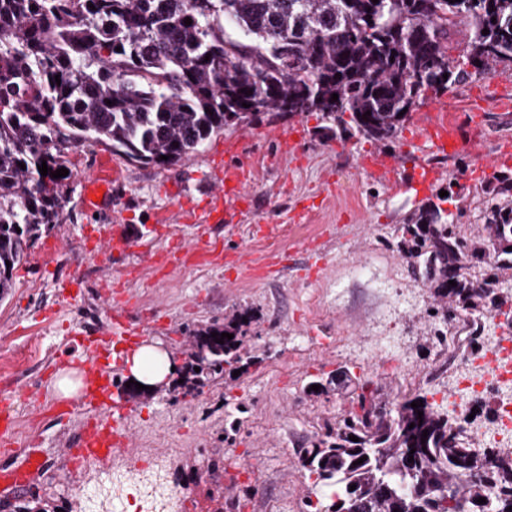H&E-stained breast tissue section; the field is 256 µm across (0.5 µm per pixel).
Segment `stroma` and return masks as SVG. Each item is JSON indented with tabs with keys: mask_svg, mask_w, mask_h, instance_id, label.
Here are the masks:
<instances>
[{
	"mask_svg": "<svg viewBox=\"0 0 512 512\" xmlns=\"http://www.w3.org/2000/svg\"><path fill=\"white\" fill-rule=\"evenodd\" d=\"M504 79L488 73L444 94L427 95L415 107L398 140L373 144L353 137H322L317 113L266 115L248 127L213 135L189 159L169 167L132 162L110 145L87 142L64 154L72 173L61 188L60 223L37 239L14 273L15 286L0 301V402L14 415L18 437L33 441L47 464L27 489L46 512H89L63 455L86 418L79 410L64 421L38 414V402L54 401L52 364L77 365L83 353L75 325L104 326L101 285L112 282L128 297L130 319L186 363L193 336L236 312L249 313L244 341L247 363L239 375L224 371L200 392L185 393L171 381L155 393L132 394L123 369L112 373L111 400L130 406L133 452L124 466L137 469L143 449L165 457L174 478L193 490V512H315L329 503L328 488L314 484L302 467L303 448L351 410L355 382L379 390L425 395L441 403L454 387L445 337L447 325L429 290L418 284L399 245L407 217L427 197L450 190L449 212L466 231L485 222V179L475 176L479 154L512 141V123L500 119L492 90ZM484 98L487 130L479 152L443 159L430 153L419 129L426 114L470 119L473 94ZM301 132L295 151L281 137ZM242 142L249 167L250 204L242 219L199 237L183 220L181 201L202 202L217 189L215 169L225 161L227 140ZM406 152L434 169L425 189L401 176L398 186L360 166L371 154ZM112 177V203L91 213L84 180ZM114 224L133 244L130 252L92 251L94 226ZM178 245L185 262L158 265L152 253ZM199 263L187 272L186 262ZM278 262V273L260 276ZM74 278L79 293L63 300L61 280ZM322 382L319 394L308 391ZM245 468V475L215 484L204 473Z\"/></svg>",
	"mask_w": 512,
	"mask_h": 512,
	"instance_id": "1",
	"label": "stroma"
}]
</instances>
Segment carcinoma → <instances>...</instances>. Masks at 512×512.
<instances>
[{"mask_svg":"<svg viewBox=\"0 0 512 512\" xmlns=\"http://www.w3.org/2000/svg\"><path fill=\"white\" fill-rule=\"evenodd\" d=\"M491 70L512 75V0H0V301L30 244L59 222L67 177L52 173L72 145L171 166L269 112H319L339 137L393 142L427 92ZM446 201L409 216L404 256L425 262L446 319L512 304L489 287L512 272V207L492 205L469 236ZM242 324L235 314L197 331L187 389L242 360ZM357 398L300 455L316 483L336 487L323 512H512L511 450L464 444L459 419L424 395L389 402L364 384Z\"/></svg>","mask_w":512,"mask_h":512,"instance_id":"carcinoma-1","label":"carcinoma"}]
</instances>
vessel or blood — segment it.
Listing matches in <instances>:
<instances>
[{
    "label": "vessel or blood",
    "mask_w": 512,
    "mask_h": 512,
    "mask_svg": "<svg viewBox=\"0 0 512 512\" xmlns=\"http://www.w3.org/2000/svg\"><path fill=\"white\" fill-rule=\"evenodd\" d=\"M423 137L442 156L454 155L465 148L456 125L436 113L428 117ZM402 163L399 154H381L366 164L365 169L374 177L389 181L400 173ZM85 197L88 208L99 209L100 199L108 200L112 197L111 176L99 174L88 178L85 182ZM246 197L245 172L231 162L225 168L210 207L200 210L192 201L187 200L184 201L182 210L197 215L200 220L197 230L200 234L207 235L214 225L232 220L239 203ZM107 308L109 326L100 330L98 335L87 337L81 361L85 387L75 403L84 407L88 416L78 431L73 447L66 451L68 459L80 468H88L123 454L130 442L125 423L128 409L114 408L107 402L112 378L104 361L111 355L112 343L130 342L139 335L140 329L129 319L128 304L113 301L108 303ZM44 465L42 456L31 453L16 466H1L0 490L18 493L27 489L31 478Z\"/></svg>",
    "instance_id": "b4317fda"
}]
</instances>
